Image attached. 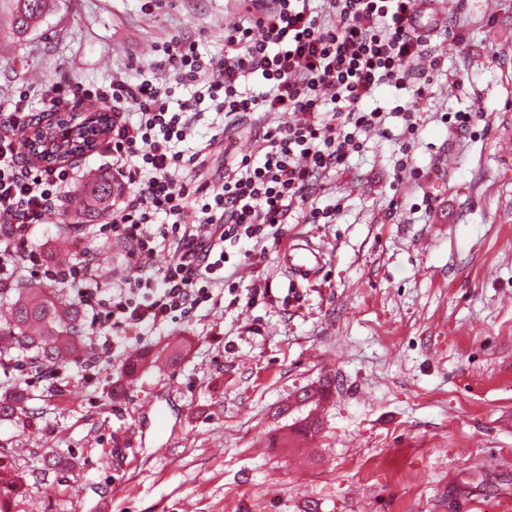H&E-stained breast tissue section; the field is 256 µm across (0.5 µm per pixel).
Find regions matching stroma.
Instances as JSON below:
<instances>
[{"instance_id": "1", "label": "stroma", "mask_w": 512, "mask_h": 512, "mask_svg": "<svg viewBox=\"0 0 512 512\" xmlns=\"http://www.w3.org/2000/svg\"><path fill=\"white\" fill-rule=\"evenodd\" d=\"M242 16L238 0H57L19 41L2 7L0 113L24 89L47 114L53 81H165L156 43L188 36L219 59ZM435 19L416 140L403 148L389 118L391 138L321 178L311 202L337 206L333 223L297 208L280 242L227 244L250 256L220 304L142 329L95 367H57L60 397L0 368L35 413L0 421L20 478L10 512H512V0H437ZM465 110L483 115L468 133L441 119ZM76 221L61 202L29 247L52 264L93 251L109 285L124 247L99 231L60 244ZM299 239L325 260L297 284ZM256 288L268 294L254 302ZM133 351L158 360L130 382ZM324 377L331 396L305 400ZM309 415L321 430L303 441Z\"/></svg>"}]
</instances>
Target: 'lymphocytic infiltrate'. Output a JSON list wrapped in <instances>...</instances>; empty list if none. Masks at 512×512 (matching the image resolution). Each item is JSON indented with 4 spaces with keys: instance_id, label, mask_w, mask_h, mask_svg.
Segmentation results:
<instances>
[{
    "instance_id": "f902f5d3",
    "label": "lymphocytic infiltrate",
    "mask_w": 512,
    "mask_h": 512,
    "mask_svg": "<svg viewBox=\"0 0 512 512\" xmlns=\"http://www.w3.org/2000/svg\"><path fill=\"white\" fill-rule=\"evenodd\" d=\"M435 0H241L244 22L224 30V56L205 58L194 41L171 37L158 48L155 68L174 84L203 85L205 97L171 108L172 89L150 79H115L106 86L58 81L47 87L50 108L72 98L101 101L111 114L102 149L124 190L106 222L127 248L124 271L99 286L95 256L84 252L65 266L46 265L30 249L32 225L55 211L76 181L64 167L18 161L17 132L33 115L25 98L0 114V283L18 271H44L66 285L91 319L95 359L111 357L116 341L144 325L192 317L224 285L230 255L224 244L278 239L294 206L317 182L360 151L364 136H390L384 108L366 103L384 86L410 93L397 106L403 137L417 131L415 101L438 67L427 47L423 10ZM257 86H249L250 77ZM210 99L225 127L191 156L178 143L194 134L199 104ZM269 115L253 152L236 151L226 129L244 116ZM229 161L211 180L197 176L214 146ZM195 208V223L182 222ZM172 258L154 267L158 253Z\"/></svg>"
}]
</instances>
